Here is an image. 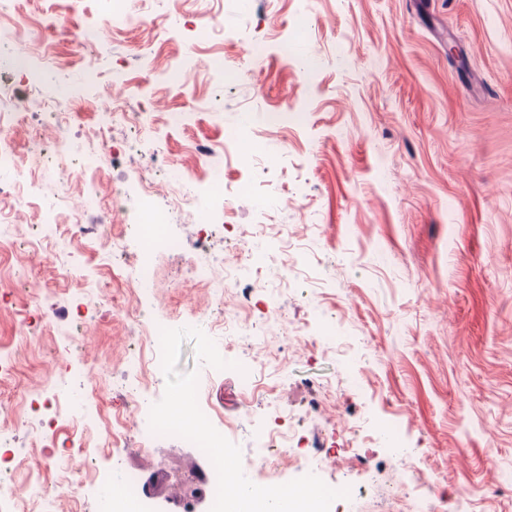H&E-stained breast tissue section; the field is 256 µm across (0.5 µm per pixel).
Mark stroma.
Masks as SVG:
<instances>
[{
    "mask_svg": "<svg viewBox=\"0 0 512 512\" xmlns=\"http://www.w3.org/2000/svg\"><path fill=\"white\" fill-rule=\"evenodd\" d=\"M144 25L105 32L90 54L77 35L99 17L101 0H12L0 22L21 23L29 42L0 45V77L28 54L37 83H14L17 97L49 103L66 95L70 134L90 137L112 102H137L143 121L111 132L87 206L79 165L46 176L41 204L66 194L82 223H135L139 197L129 177L145 172L168 197L172 169L192 170L197 141L226 145L255 123L261 158H227V215L176 214L182 239L213 223L210 246L225 264L242 262L226 226L263 222L251 248L269 253L263 271L287 270L280 324L262 347L233 348L229 359L272 363L265 379L289 412L301 447L277 470L252 466L242 387L232 370L200 364L193 341L177 368L200 374L198 402L213 409L237 444L248 479L286 483L312 473L350 498L330 512H368L357 498L371 471L382 489L372 511L399 512L422 493L438 512L462 499L471 512H512V0H129ZM464 56L461 68L449 49ZM97 80L88 84L87 67ZM41 213L16 206L0 240L20 241L15 266L35 264L21 291L0 288V349L15 351V376L0 380V403L19 407L13 423L18 497L41 482L60 512H100L98 471L111 470L105 436L80 451L46 456L40 417L23 413L45 390L65 400L98 385V407L135 419L112 381L140 338L120 308L122 281L100 274L140 255L93 240L23 248ZM184 256L157 259L149 313L180 328L210 306L201 285L176 282ZM388 421L398 444L366 443L368 420ZM329 432L331 448L311 441ZM156 483L197 462L169 436L152 455Z\"/></svg>",
    "mask_w": 512,
    "mask_h": 512,
    "instance_id": "35a3bbf8",
    "label": "stroma"
}]
</instances>
